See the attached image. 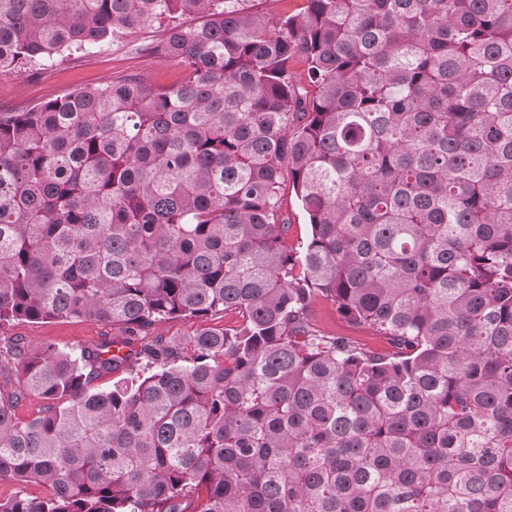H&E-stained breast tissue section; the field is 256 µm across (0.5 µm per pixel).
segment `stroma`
Masks as SVG:
<instances>
[{"label":"stroma","mask_w":512,"mask_h":512,"mask_svg":"<svg viewBox=\"0 0 512 512\" xmlns=\"http://www.w3.org/2000/svg\"><path fill=\"white\" fill-rule=\"evenodd\" d=\"M165 27L154 26L124 35L88 51L57 59L50 65L7 72L0 75V112L30 108L47 99L75 90L129 77L142 78L156 88L182 81L186 69L177 62L150 55L148 46L162 41ZM311 324L322 334L345 336L365 347L382 352L387 340L375 333L357 329L337 312L335 305L317 299ZM119 327L80 320H49L40 323L19 321L6 328V336H20L30 342L59 346H91L118 335Z\"/></svg>","instance_id":"35a3bbf8"}]
</instances>
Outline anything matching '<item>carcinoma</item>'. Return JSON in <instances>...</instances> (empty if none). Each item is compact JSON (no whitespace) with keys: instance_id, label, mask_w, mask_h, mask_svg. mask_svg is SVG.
<instances>
[{"instance_id":"cac0c4a2","label":"carcinoma","mask_w":512,"mask_h":512,"mask_svg":"<svg viewBox=\"0 0 512 512\" xmlns=\"http://www.w3.org/2000/svg\"><path fill=\"white\" fill-rule=\"evenodd\" d=\"M280 2L0 0V73L164 21L188 69L0 112V329L125 332L0 337V512H512V0ZM282 211L284 212V216L288 218L290 224H292L289 236L290 243H294L297 238L300 240L305 239L310 232L308 217L302 210L291 189L287 190L285 193ZM311 325L324 335L345 336L365 347L383 352L389 348L387 340L369 330L356 329L337 312L332 302L319 298L313 306ZM239 317L235 313L228 312L222 317L210 319L206 323L198 320L175 319L162 323L154 328L152 335L160 334L166 337L185 338L194 335L195 331L202 326H233L236 325ZM5 336H21L30 342L62 346H92L105 337L119 335L118 326L80 320H49L40 323L15 322Z\"/></svg>"}]
</instances>
